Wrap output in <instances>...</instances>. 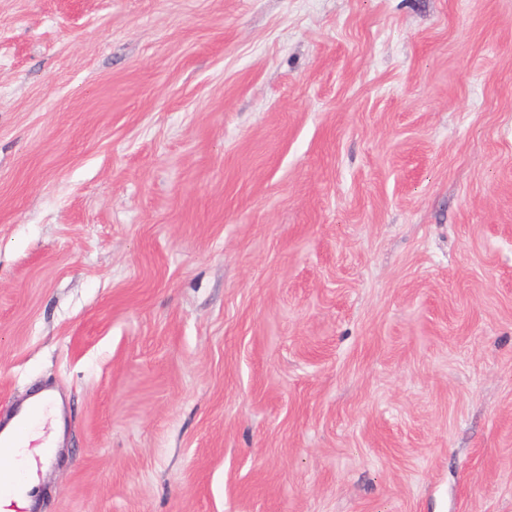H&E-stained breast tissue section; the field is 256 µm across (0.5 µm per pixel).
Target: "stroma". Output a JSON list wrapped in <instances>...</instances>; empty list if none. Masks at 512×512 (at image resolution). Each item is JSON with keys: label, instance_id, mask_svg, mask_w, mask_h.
<instances>
[{"label": "stroma", "instance_id": "obj_1", "mask_svg": "<svg viewBox=\"0 0 512 512\" xmlns=\"http://www.w3.org/2000/svg\"><path fill=\"white\" fill-rule=\"evenodd\" d=\"M37 389V512H512V0H0Z\"/></svg>", "mask_w": 512, "mask_h": 512}]
</instances>
